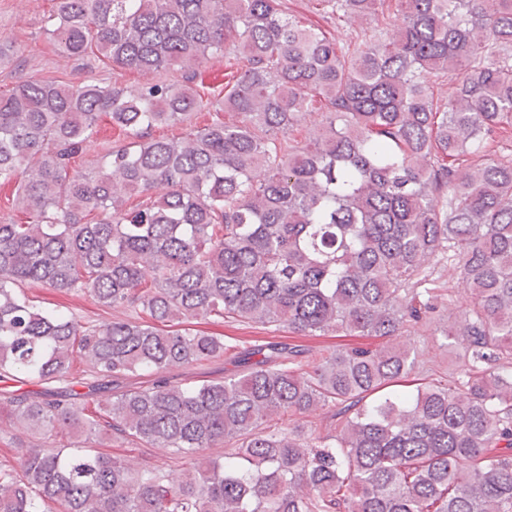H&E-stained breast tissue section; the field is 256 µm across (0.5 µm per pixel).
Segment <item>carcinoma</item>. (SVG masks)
I'll return each instance as SVG.
<instances>
[{
	"instance_id": "carcinoma-1",
	"label": "carcinoma",
	"mask_w": 512,
	"mask_h": 512,
	"mask_svg": "<svg viewBox=\"0 0 512 512\" xmlns=\"http://www.w3.org/2000/svg\"><path fill=\"white\" fill-rule=\"evenodd\" d=\"M315 2L338 28L394 32L345 43L277 0H56L66 56L184 83L0 91V184L29 215L0 221V383L43 385L0 389L5 430L28 438L0 463V512H512V154L495 149L512 0ZM219 54L243 66L208 104L195 81ZM208 105L236 120L151 135ZM103 116L129 142L73 171ZM449 251L464 306L443 337L462 365L442 381L410 336L445 320L421 284ZM25 283L133 314L83 323ZM208 321L362 342L315 362L263 340L222 379L175 382L232 350ZM318 411L323 436L304 431ZM102 436L193 470L134 466Z\"/></svg>"
}]
</instances>
